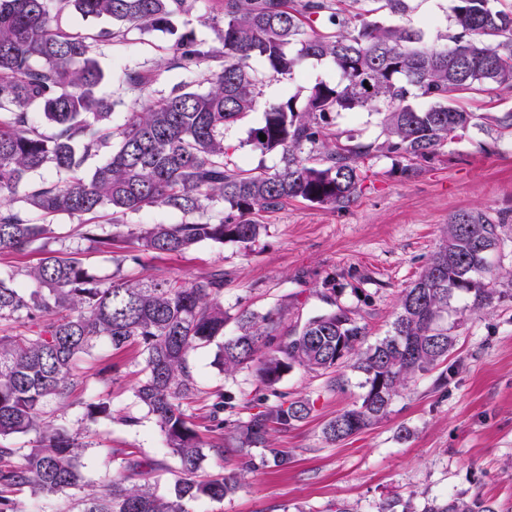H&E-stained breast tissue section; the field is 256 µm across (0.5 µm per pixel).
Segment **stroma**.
Instances as JSON below:
<instances>
[{
    "label": "stroma",
    "mask_w": 512,
    "mask_h": 512,
    "mask_svg": "<svg viewBox=\"0 0 512 512\" xmlns=\"http://www.w3.org/2000/svg\"><path fill=\"white\" fill-rule=\"evenodd\" d=\"M450 5V0H411L403 22L440 42L448 31ZM69 25L97 38L95 56L105 73L98 93L113 104V129H120L133 110L127 72L159 71L154 89L160 96L180 83L206 87L202 69L173 66L172 35L134 30L116 43L100 38L104 22L73 18ZM338 78L330 60L308 59L292 76L266 79L264 100L292 96L302 107L313 85ZM464 105L475 112L474 125L414 172L401 173L392 159L378 156L365 164L361 188L347 207L297 199L260 214L266 230L248 253L234 242H203L184 253L144 251L139 263L131 264L123 259L122 239L103 253L83 237L77 220H54L50 249L77 254L99 278L190 280L220 270L230 312L262 315L285 308L281 332L287 336L309 318L341 309L365 326L370 344L387 335L401 290L421 275L456 215L479 212L497 226L499 244L489 255L497 299L480 310L472 309L466 294L452 301L448 327L454 348L436 371L411 382L387 418L346 440L326 442L325 424L359 400L360 377L341 366L332 387L327 376L293 366L277 388L288 397L309 399L313 408L307 419L274 435L276 446L290 456L288 465L244 474L240 449L225 447L223 457L207 456L202 471L241 473L243 489L221 501L189 502V512H378L392 498L420 510L427 500L454 495L512 512V137L500 134L492 121L512 108V98L493 101L479 93ZM262 120V111L250 113L226 127L224 142L238 165L274 170L281 165L280 154L260 153L248 142L250 129ZM216 351L212 344L190 355L200 393L186 412L207 444L218 440L208 418L210 392L254 394L251 373L224 376ZM143 360L137 347L98 344L80 363L73 393L49 411L79 433L86 484L99 486L130 453L163 462L148 481L166 497L177 460L135 397ZM98 398L111 401L112 417H86V403ZM126 414L137 416L138 425L123 424ZM404 428L409 437H401Z\"/></svg>",
    "instance_id": "obj_1"
}]
</instances>
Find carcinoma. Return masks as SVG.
<instances>
[{"label":"carcinoma","mask_w":512,"mask_h":512,"mask_svg":"<svg viewBox=\"0 0 512 512\" xmlns=\"http://www.w3.org/2000/svg\"><path fill=\"white\" fill-rule=\"evenodd\" d=\"M196 0H0V251L25 253L36 245L43 257L19 284L0 271V324L22 331L0 336V439L36 434L30 448L0 445V512H17V495L73 497L83 489L77 434L45 417L52 401L77 385L78 362L106 340L112 348L137 345L144 355L135 390L178 460L173 492L160 497L146 479L163 464L127 455L108 481L79 498L78 512H189L186 503L222 501L240 481L223 471L198 476L203 444L186 406L199 393L191 352L217 343L216 361L226 375L253 369V397L239 405L219 389L211 395L213 430L230 421L224 411L249 410L232 423L230 438L246 452L241 470L288 464V451L271 436L306 419L311 404L290 399L276 385L293 366L321 374L345 363L360 373V400L323 428L329 442L350 438L386 418L394 400L419 373L448 357V307L458 293L479 309L496 298L490 287L488 248L496 225L464 212L430 256L420 277L404 289L389 334L362 347L366 328L346 312L309 320L294 336L279 332L281 311L257 315L224 310V272L190 281L151 278L102 280L76 257L47 248L59 216L79 220L83 236L98 246L114 237L98 233V214L111 211L129 248L182 253L204 241L238 243L252 250L265 229L254 215L290 199L344 207L360 190V164L383 153L406 174L462 137L475 115L460 100L472 92L499 98L512 94V0H451L449 44L429 45L424 31L388 25L376 16H404L409 0H217L212 24L220 46L180 35L174 64H209L208 88L173 86L155 99L157 75L134 71L125 82L137 96L125 125L107 124L112 104L96 93L103 71L89 37L63 19H104L102 32L123 39L132 30L176 34L175 20ZM328 59L339 80L317 83L303 109L294 98L266 107L264 121L250 129L254 149L278 152L282 166L270 172L232 161L224 128L261 104L265 79L292 75L306 59ZM261 63L262 70L251 61ZM428 102L416 107L411 100ZM385 106V140L360 143L336 130L335 116ZM42 111L54 127L47 136L31 122ZM266 140H260L259 134ZM109 148L107 160L86 171L87 160ZM51 166L57 179L34 183L33 173ZM221 203L233 220L199 221L193 215ZM165 207L190 217L180 224L143 228L120 218ZM236 331L227 336L229 320ZM92 418L112 416L110 400L87 404ZM422 512H496L479 499L431 502Z\"/></svg>","instance_id":"1"}]
</instances>
